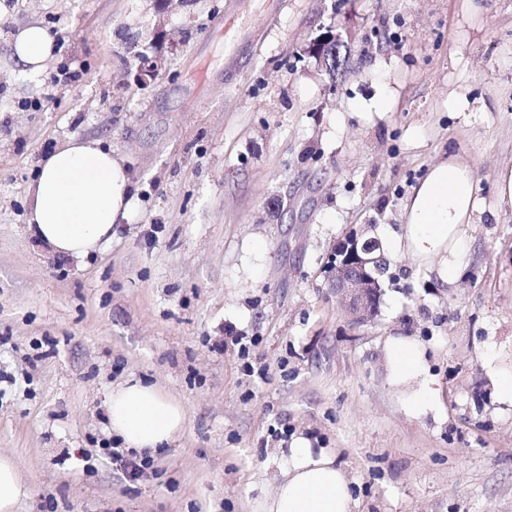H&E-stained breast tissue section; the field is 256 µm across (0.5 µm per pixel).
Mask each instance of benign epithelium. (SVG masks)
I'll return each mask as SVG.
<instances>
[{
  "label": "benign epithelium",
  "instance_id": "1",
  "mask_svg": "<svg viewBox=\"0 0 512 512\" xmlns=\"http://www.w3.org/2000/svg\"><path fill=\"white\" fill-rule=\"evenodd\" d=\"M161 67L162 61L158 58L142 59L137 80L144 82L148 77L155 78ZM383 259L380 242L363 237L357 229L334 244L328 271L329 287L355 324H364L376 316L384 290Z\"/></svg>",
  "mask_w": 512,
  "mask_h": 512
}]
</instances>
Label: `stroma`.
I'll use <instances>...</instances> for the list:
<instances>
[{"label":"stroma","instance_id":"obj_1","mask_svg":"<svg viewBox=\"0 0 512 512\" xmlns=\"http://www.w3.org/2000/svg\"><path fill=\"white\" fill-rule=\"evenodd\" d=\"M30 24L55 38L43 84L10 65ZM354 48L330 78L310 56ZM159 75L129 82L139 54ZM390 112L353 111L379 87ZM481 112L448 111L454 92ZM92 137L125 161L127 222L77 261L26 231L45 153ZM475 169L481 223L455 281L391 253L374 320L327 281L353 228L389 245L436 160ZM512 0H0V455L32 487L18 512H260L299 438L329 451L355 512H512ZM421 349L437 402L419 413L386 346ZM249 341L241 354L239 339ZM182 404L175 441L138 478L102 455L112 387Z\"/></svg>","mask_w":512,"mask_h":512}]
</instances>
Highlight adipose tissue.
I'll return each mask as SVG.
<instances>
[{"label":"adipose tissue","instance_id":"1","mask_svg":"<svg viewBox=\"0 0 512 512\" xmlns=\"http://www.w3.org/2000/svg\"><path fill=\"white\" fill-rule=\"evenodd\" d=\"M54 51V38L39 25L27 26L13 42V58L22 73L43 77ZM475 171L449 156L432 164L403 209V231L393 248L421 262L438 263L442 278H452L466 261L458 246L459 228L482 214L474 192ZM124 160L95 138H73L43 158L27 190V231L57 255L84 259L112 239V229L126 221L136 196ZM394 374L417 381L413 405L431 409L437 391L419 370L420 349L397 338L388 344ZM112 432L124 446L155 449L181 433V403L153 384L136 382L113 388L107 401ZM281 481L266 498L264 512H352L349 482L331 454L314 451L305 439L294 441L278 461Z\"/></svg>","mask_w":512,"mask_h":512}]
</instances>
